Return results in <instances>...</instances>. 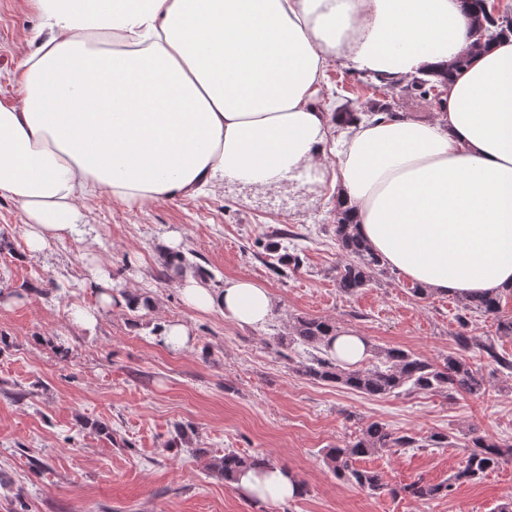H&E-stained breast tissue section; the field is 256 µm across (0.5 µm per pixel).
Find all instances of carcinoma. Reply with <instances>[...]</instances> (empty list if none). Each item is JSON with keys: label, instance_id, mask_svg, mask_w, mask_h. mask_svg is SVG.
<instances>
[{"label": "carcinoma", "instance_id": "obj_1", "mask_svg": "<svg viewBox=\"0 0 512 512\" xmlns=\"http://www.w3.org/2000/svg\"><path fill=\"white\" fill-rule=\"evenodd\" d=\"M473 14V24L469 37L473 38L472 48L485 46V30L492 27L503 36L512 35V19L500 21L488 16L482 0H472L468 4ZM448 80L445 73H434L413 80L388 81L377 78L378 88L384 94L399 92L407 96L426 98L433 96V89L442 87ZM336 241L345 253L346 260L337 268L336 284L347 295H354L370 282L372 274L382 267L378 254L352 231L347 213L336 211ZM501 296H475L464 303V309L497 318L499 333L512 335V318L499 317ZM336 331V324L316 318H297L290 326L291 341L307 346L317 352L327 346L330 334ZM459 351L448 354L441 362H433L399 348H381L377 351L380 364L370 368L353 369L341 367L329 355H315L304 366L303 374L313 380L333 383L368 396H384L402 388L412 391L465 394L479 396L486 389V381L481 370L473 367L466 353L476 349L496 365L512 370V359L499 354L491 343H481L473 336L461 333L455 335ZM417 439L407 433L391 430L387 424L374 421L362 429L355 440L342 446L324 449L326 465L338 476L371 491L382 488V478L374 471L355 467V462L365 456L374 455L392 448H413ZM471 451L465 466L455 480H472L495 469L500 460L512 455V445L501 446L482 436L471 438ZM265 460L259 457L241 456L227 452L212 463L215 473L224 481L233 482L240 468L248 465L259 466ZM451 485H429L418 479L403 487V491L416 498H431L449 491Z\"/></svg>", "mask_w": 512, "mask_h": 512}]
</instances>
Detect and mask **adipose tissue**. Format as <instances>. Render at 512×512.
<instances>
[{
	"instance_id": "obj_1",
	"label": "adipose tissue",
	"mask_w": 512,
	"mask_h": 512,
	"mask_svg": "<svg viewBox=\"0 0 512 512\" xmlns=\"http://www.w3.org/2000/svg\"><path fill=\"white\" fill-rule=\"evenodd\" d=\"M38 23L0 102V198L37 252L85 222L81 196L128 205L238 181L329 185L384 262L432 293L512 290V37L449 82L430 115L335 117L319 105L341 64L391 79L452 67L469 46L463 0H25ZM177 267L185 302L265 325L274 301L237 278ZM236 484L297 498L280 467Z\"/></svg>"
}]
</instances>
